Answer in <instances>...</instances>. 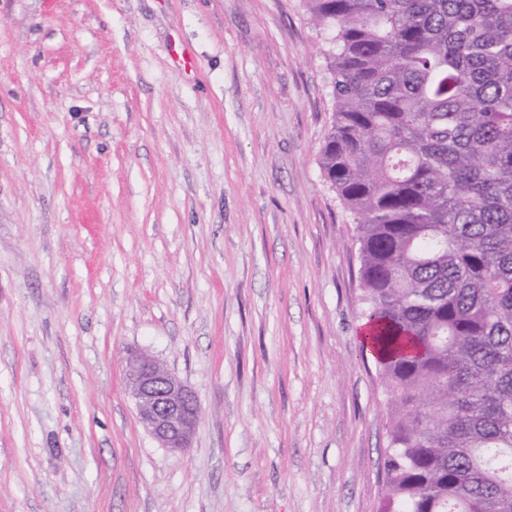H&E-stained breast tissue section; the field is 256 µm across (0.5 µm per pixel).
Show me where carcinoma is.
Here are the masks:
<instances>
[{
	"label": "carcinoma",
	"mask_w": 512,
	"mask_h": 512,
	"mask_svg": "<svg viewBox=\"0 0 512 512\" xmlns=\"http://www.w3.org/2000/svg\"><path fill=\"white\" fill-rule=\"evenodd\" d=\"M389 405L378 512H512V0H305Z\"/></svg>",
	"instance_id": "carcinoma-1"
}]
</instances>
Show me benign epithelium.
Returning <instances> with one entry per match:
<instances>
[{
	"mask_svg": "<svg viewBox=\"0 0 512 512\" xmlns=\"http://www.w3.org/2000/svg\"><path fill=\"white\" fill-rule=\"evenodd\" d=\"M125 384L138 418L164 448L189 447L201 414L196 395L151 355L125 357Z\"/></svg>",
	"mask_w": 512,
	"mask_h": 512,
	"instance_id": "7a95c632",
	"label": "benign epithelium"
}]
</instances>
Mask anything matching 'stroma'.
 <instances>
[{"label":"stroma","mask_w":512,"mask_h":512,"mask_svg":"<svg viewBox=\"0 0 512 512\" xmlns=\"http://www.w3.org/2000/svg\"><path fill=\"white\" fill-rule=\"evenodd\" d=\"M324 49L303 0H0V512H377ZM129 348L196 394L185 451ZM124 361L126 389L140 422L163 448H189L201 414L196 395L147 353L130 351Z\"/></svg>","instance_id":"stroma-1"}]
</instances>
